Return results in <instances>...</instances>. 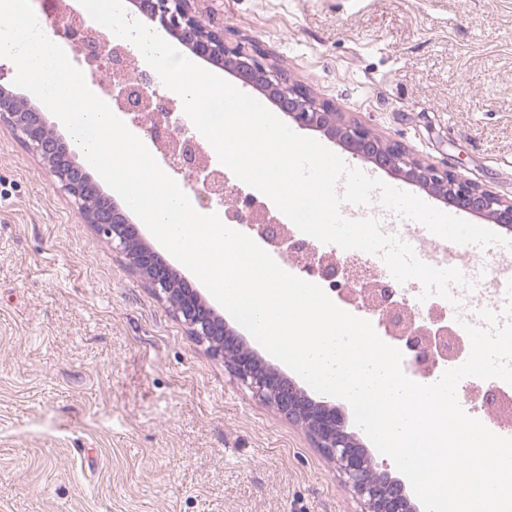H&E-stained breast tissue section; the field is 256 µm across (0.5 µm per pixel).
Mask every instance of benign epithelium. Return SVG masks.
<instances>
[{"mask_svg":"<svg viewBox=\"0 0 512 512\" xmlns=\"http://www.w3.org/2000/svg\"><path fill=\"white\" fill-rule=\"evenodd\" d=\"M140 17L158 25L168 33H179L189 43L192 52L212 59L225 47L224 32L216 31V38L200 36L190 0H138ZM58 44L67 47L73 59L89 66L90 77L96 75L97 59L111 51V43L102 41L89 44L79 39L78 33L68 27L51 25ZM237 69L245 83H259L269 90L282 111L300 128L319 130L336 137L351 147L358 156L388 167L403 178L431 190L444 201L468 211L490 217L494 223L512 228V201L461 177L448 169L427 165L408 154L398 143H382L369 129L357 123H336V113L329 106L316 102L299 91L277 69L267 63L264 51L224 54V69ZM112 90L118 111L130 116L132 124L144 133L146 139L160 152L161 162L176 173H182L194 182V193L206 204L216 205L225 215L241 224H247L279 255L295 260L305 255L300 272L312 278L332 282L341 296L350 304H361L378 316L386 330L404 343L411 361L417 365L433 367L438 358L446 357L437 337L450 332L448 326L431 330L417 326L412 316L401 312L396 300L400 294L390 282L362 283L350 273L348 266L335 254H321L308 243L291 236L277 219L268 215L251 197L224 188V180L209 166L202 154L192 148L195 137L183 118L174 112L170 100L159 94L154 79L143 73L135 79L116 81L105 86ZM13 102L9 87L0 83V121H6L17 130L23 141L48 166L56 186L77 205L86 223L112 245V249L129 254L130 243L137 231L112 199L100 192L83 167L76 163L57 161L60 148L71 153L67 141L55 134H46L47 125L40 114L10 112ZM130 264L153 290L172 299V272L161 254L143 247L130 259ZM177 314L189 333L214 355L227 360L232 373L257 396L274 406L288 419L306 425L319 447L339 468L345 488L361 505V512H411L409 498L399 482L381 484L373 478L366 449L355 437L340 434L344 425L336 408L325 403L305 400L294 384L272 369L255 365L252 354L238 346L234 334L214 317L198 292L182 286L175 304Z\"/></svg>","mask_w":512,"mask_h":512,"instance_id":"1","label":"benign epithelium"}]
</instances>
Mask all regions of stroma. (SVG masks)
Here are the masks:
<instances>
[{"instance_id": "obj_1", "label": "stroma", "mask_w": 512, "mask_h": 512, "mask_svg": "<svg viewBox=\"0 0 512 512\" xmlns=\"http://www.w3.org/2000/svg\"><path fill=\"white\" fill-rule=\"evenodd\" d=\"M341 121L512 199V0H192ZM264 365L305 388L213 298ZM0 512H360L0 122Z\"/></svg>"}]
</instances>
